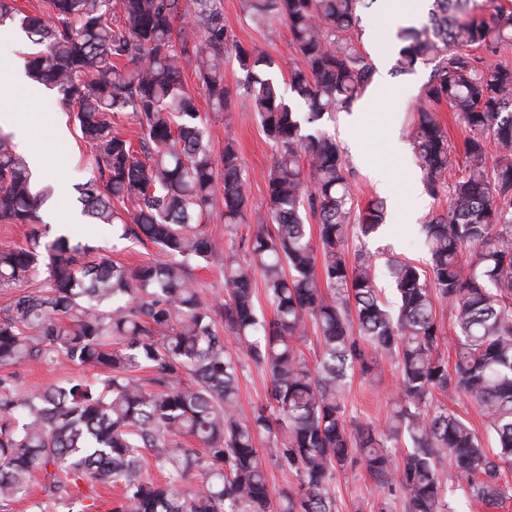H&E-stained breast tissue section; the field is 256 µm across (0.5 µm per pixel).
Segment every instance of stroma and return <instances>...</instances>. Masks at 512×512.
<instances>
[{
	"instance_id": "obj_1",
	"label": "stroma",
	"mask_w": 512,
	"mask_h": 512,
	"mask_svg": "<svg viewBox=\"0 0 512 512\" xmlns=\"http://www.w3.org/2000/svg\"><path fill=\"white\" fill-rule=\"evenodd\" d=\"M224 27L231 42L270 56L275 63V79L280 87H287L288 72L297 59L287 26L278 23L264 27L246 21L239 0H224ZM392 28L387 15L375 6L362 13L354 34L356 46L369 55L374 67L388 69V94H379L377 85H369L350 111L336 113L334 119L321 125L323 132L336 139L351 171L353 215H360L373 200L387 205L386 222L380 231L364 237L358 228H351L346 247L347 254L360 250L370 256L379 273L378 283L384 289L389 286L384 273L387 258L397 256L425 265L427 256L419 248L422 228L448 204L447 195L432 197L426 193L425 175L414 156L409 136L417 93L430 69L423 66L410 75H392L397 44L379 45L373 39L378 30ZM224 77L234 111V121L229 125L225 124L223 113L212 111L202 96L193 64L184 66V83L197 97L214 153H221L225 142H233L246 172V193L259 206L265 198L264 177L276 151L251 109L243 86L245 74L230 52L224 56ZM13 110L18 122L31 129L28 152L41 153L50 159L37 176L39 184L53 187L63 180L71 189L57 202L55 223L32 226L0 222V249L25 246L28 235L35 230L54 236L56 222H67L70 213L78 210V194L72 186L85 182L92 166L90 149L80 137L74 113L60 109L54 91L44 90L42 99L34 104L26 100L23 91H15ZM61 128L69 135V146H61L57 140ZM375 168L387 172L386 187H379L372 178L371 171ZM68 232L73 238L99 248L102 256L131 270L162 257L153 243L114 238L111 227L106 225L69 224ZM97 375V369L63 359L0 367V378L7 379L9 388L16 393L34 392L69 379L91 380ZM399 382L400 372L393 358L380 357L372 376L353 375L345 398L348 414L374 427H385ZM332 486L336 490L337 512H404L401 491L377 486L362 464L338 471Z\"/></svg>"
}]
</instances>
